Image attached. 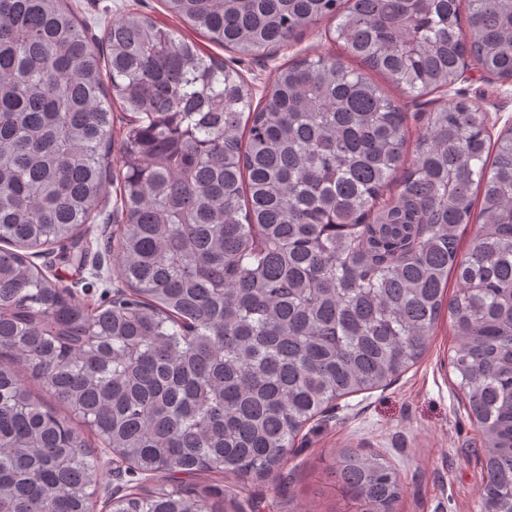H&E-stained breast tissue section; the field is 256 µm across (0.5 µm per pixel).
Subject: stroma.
<instances>
[{"label":"stroma","instance_id":"35a3bbf8","mask_svg":"<svg viewBox=\"0 0 512 512\" xmlns=\"http://www.w3.org/2000/svg\"><path fill=\"white\" fill-rule=\"evenodd\" d=\"M80 19L92 20L104 8L138 9L181 29L161 0H72ZM328 21L304 28L288 49L263 55L238 54L209 46L210 54L238 69L262 98L275 69L306 55H343ZM408 114L407 138L423 134L427 112L442 100L464 96L480 103L492 132L512 126V82L469 68L454 89L412 97L389 87ZM37 264L49 267L89 302L104 295L103 285L88 273L62 265L58 250L39 253ZM459 345L447 318H440L422 359L389 386L337 400L308 422L284 465L265 479H224V512H352L353 506L334 487L330 472L337 452L358 448L379 454L398 472L402 495L397 512H480L483 441L470 420L468 402L457 386L451 359Z\"/></svg>","mask_w":512,"mask_h":512}]
</instances>
